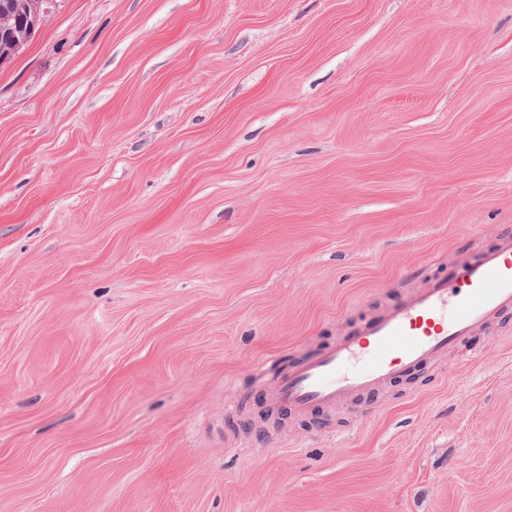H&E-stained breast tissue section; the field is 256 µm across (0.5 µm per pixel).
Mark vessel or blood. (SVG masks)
Wrapping results in <instances>:
<instances>
[{"label":"vessel or blood","mask_w":512,"mask_h":512,"mask_svg":"<svg viewBox=\"0 0 512 512\" xmlns=\"http://www.w3.org/2000/svg\"><path fill=\"white\" fill-rule=\"evenodd\" d=\"M512 311V236L461 264L434 271L379 314L350 327L316 353L286 369L276 359L259 363V400L269 434L285 416L314 417L336 405L374 403L384 388L414 380L448 350L482 359L477 343Z\"/></svg>","instance_id":"1"}]
</instances>
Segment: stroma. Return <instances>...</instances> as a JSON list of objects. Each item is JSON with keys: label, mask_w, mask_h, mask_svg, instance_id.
<instances>
[{"label": "stroma", "mask_w": 512, "mask_h": 512, "mask_svg": "<svg viewBox=\"0 0 512 512\" xmlns=\"http://www.w3.org/2000/svg\"><path fill=\"white\" fill-rule=\"evenodd\" d=\"M512 230V0H58L0 66V512H512V321L366 420L254 365Z\"/></svg>", "instance_id": "1"}]
</instances>
